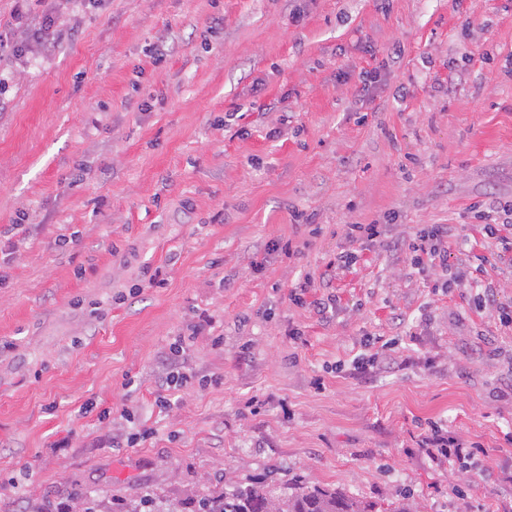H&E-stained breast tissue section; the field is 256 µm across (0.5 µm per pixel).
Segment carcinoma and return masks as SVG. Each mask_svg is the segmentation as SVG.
I'll list each match as a JSON object with an SVG mask.
<instances>
[{
  "label": "carcinoma",
  "mask_w": 512,
  "mask_h": 512,
  "mask_svg": "<svg viewBox=\"0 0 512 512\" xmlns=\"http://www.w3.org/2000/svg\"><path fill=\"white\" fill-rule=\"evenodd\" d=\"M199 512H417L413 501L403 497L385 509L343 492L293 484L252 483L200 499Z\"/></svg>",
  "instance_id": "1"
}]
</instances>
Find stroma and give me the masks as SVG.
Instances as JSON below:
<instances>
[{
    "label": "stroma",
    "instance_id": "stroma-1",
    "mask_svg": "<svg viewBox=\"0 0 512 512\" xmlns=\"http://www.w3.org/2000/svg\"><path fill=\"white\" fill-rule=\"evenodd\" d=\"M47 14V55L0 59V512L147 491L195 512L293 475L512 512V249L484 230L512 204V0H33ZM431 224L452 244L420 268ZM179 335L194 381L167 392ZM435 426L479 453L433 463Z\"/></svg>",
    "mask_w": 512,
    "mask_h": 512
}]
</instances>
